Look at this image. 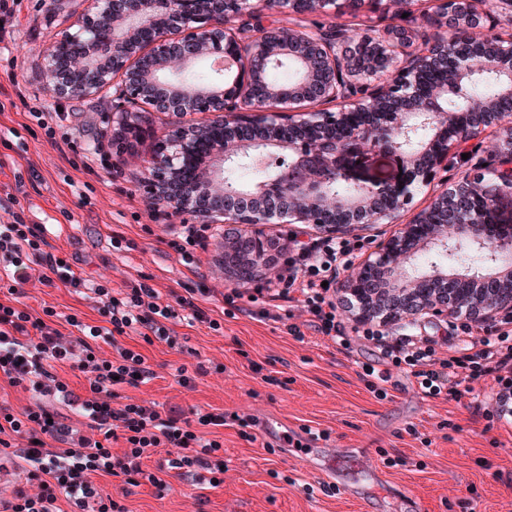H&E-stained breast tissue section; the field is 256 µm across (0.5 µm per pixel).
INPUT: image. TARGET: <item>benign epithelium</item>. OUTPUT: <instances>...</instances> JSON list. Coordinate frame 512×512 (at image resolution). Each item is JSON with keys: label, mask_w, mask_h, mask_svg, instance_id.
<instances>
[{"label": "benign epithelium", "mask_w": 512, "mask_h": 512, "mask_svg": "<svg viewBox=\"0 0 512 512\" xmlns=\"http://www.w3.org/2000/svg\"><path fill=\"white\" fill-rule=\"evenodd\" d=\"M413 0H369L370 10L391 8L414 17ZM428 16L441 28L450 19L465 26L477 16L479 0H434ZM337 0H92L79 31L45 49V76L60 94L88 97L112 85L117 134L133 126L132 113L147 105L172 112L176 120L162 132L143 179L149 199L206 224H311L334 236L355 226L395 223L411 204L414 190L429 186L448 169V157L470 143L480 144L487 130L503 127L492 150L497 183L483 188L482 172L468 168L457 180L412 213L410 222L380 243L338 282L343 296L358 304L357 322L412 323L428 316L462 314L484 322L512 314V294L485 287L497 268L512 269V238L486 233L489 214L502 195H512V32L472 35L461 41L414 29L379 30L372 21L358 31L354 46L344 26L314 25L307 16L336 12ZM112 17L110 27L99 24ZM84 43L82 62L90 81L62 79L56 59L61 43ZM220 55L208 84L171 82L202 58ZM289 64L296 79L269 82L267 70ZM497 82L499 95L470 96V85ZM456 100L448 108V97ZM204 114L200 123L186 119ZM242 124L264 132L244 142L231 135ZM301 135L286 143L282 128ZM217 153L197 171L201 197H221L224 207L199 210L189 194L173 196L185 168L197 157L200 142ZM397 157L405 170L402 186L354 179L344 160L372 152ZM282 161L277 175L256 194L224 179V165ZM341 181L352 190L338 196ZM331 207L334 224L322 221ZM239 235L224 236L225 266L238 283L258 273L265 248L238 252ZM457 252L479 253L483 266L467 275L441 274L444 259ZM392 273L389 294L374 292V278Z\"/></svg>", "instance_id": "benign-epithelium-1"}]
</instances>
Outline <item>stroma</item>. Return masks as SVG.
I'll return each instance as SVG.
<instances>
[{"instance_id": "obj_1", "label": "stroma", "mask_w": 512, "mask_h": 512, "mask_svg": "<svg viewBox=\"0 0 512 512\" xmlns=\"http://www.w3.org/2000/svg\"><path fill=\"white\" fill-rule=\"evenodd\" d=\"M91 0H21L10 18L11 41L0 43V89L20 87L23 97L0 113V196L17 195L27 223L41 225L52 254L65 258L83 279L76 288L39 282L34 266L27 283L0 279V301L18 300L32 313L56 311L59 341L77 347L67 316L93 324L99 319L90 283L107 282L120 292L148 281L162 300L191 295L219 330L174 322L176 348L144 341L137 332L117 345L100 344L97 354L115 357L116 346L141 353L153 377L122 386L113 405L135 402L197 421L210 412L230 415L214 429L223 444L224 472L214 483L167 477L165 488H126L121 479L95 476L102 496L128 512H395L397 499L414 501L418 512H512V431L471 419L485 384L461 400L421 398L401 379L392 397H374L358 374L370 360L369 344L355 339L350 353L306 334L289 335L283 323L246 315L227 316L222 293L235 282L224 275V236L213 231L206 248L192 251L191 263L168 247L189 215L152 204L143 189V165L153 154L167 113L154 112L121 136L112 134V91L103 89L84 103L59 95L44 78L45 48L78 29ZM57 112L54 137H47L28 113L30 104ZM353 177L394 184L402 172L396 158L377 152L347 159ZM36 167L40 178L17 185L15 176ZM120 239L125 249L115 250ZM64 391L36 393L11 385L0 374V406L20 415L36 404L61 415L70 428L67 446L98 440L80 412L92 398L90 376L70 364L51 369ZM188 383H180V374ZM318 434L323 447L364 455L371 469L346 465L339 478L309 468L283 448L288 432ZM0 452V497L17 489L34 494L22 457L27 439L13 436Z\"/></svg>"}]
</instances>
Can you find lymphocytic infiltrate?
Instances as JSON below:
<instances>
[{"label": "lymphocytic infiltrate", "mask_w": 512, "mask_h": 512, "mask_svg": "<svg viewBox=\"0 0 512 512\" xmlns=\"http://www.w3.org/2000/svg\"><path fill=\"white\" fill-rule=\"evenodd\" d=\"M18 199L13 194L0 197V209L10 211V223L0 225V266L9 268L13 279H26L28 262L38 261L45 270L41 280H59L73 286L81 280L66 260L47 252L48 242L39 226L26 223L16 212ZM290 257L275 277L266 279L259 288L226 289L223 297L228 314L245 312L247 304H255L256 317L281 321V302L296 303L306 313L305 324H288L289 335L304 338L306 331L332 342L337 351L349 353L353 338L346 332L342 314L347 301L331 291L340 270L353 263L354 245L331 239L309 243L299 232L288 234ZM98 299L100 324L90 325L76 317H68L70 326L87 339L115 343L127 331H138L145 340H157L176 346L178 338L172 320L185 316L188 323H204L210 329L220 324L196 304L194 297L176 296L174 303L161 301L156 288L139 283L124 296L112 295L107 285L93 288ZM56 330L39 316L10 303L0 302V373L11 384L27 385L41 391L43 377L51 364L67 361L65 350L54 345ZM363 340L375 350L373 360L360 363L359 377L373 395L387 399L397 389V375H404L422 398L458 400L471 393L479 382L489 383L484 404L475 405L474 422H496L512 428V317L503 316L492 323L474 324L455 320L449 323L444 336L422 337L410 334L390 335L380 329L365 328ZM91 363L93 392L113 391L116 385L137 386L148 382L153 373L142 354L122 348L117 360L97 359L86 353ZM84 416L103 438V445L91 442L76 448L54 451L48 440H62L67 429L55 419L53 411L43 405L29 408L24 415L0 411V436L28 437L32 445L25 460L30 466V479L39 481L42 491L31 496L17 491L12 500L0 501V512H60L57 501L66 499L71 512H127L113 499L103 498L93 477L106 473L123 478L126 485L136 487L141 481L163 485V478L143 470L142 460L149 449L169 444L180 448L181 454L168 463L176 476L187 478L199 472H219L224 464L218 440H206L198 427H223L224 413L211 412L190 423L174 416L162 417L158 411L137 403L113 408L111 403L96 399L84 401ZM123 436L127 450L117 458L109 446L115 436Z\"/></svg>", "instance_id": "1"}]
</instances>
